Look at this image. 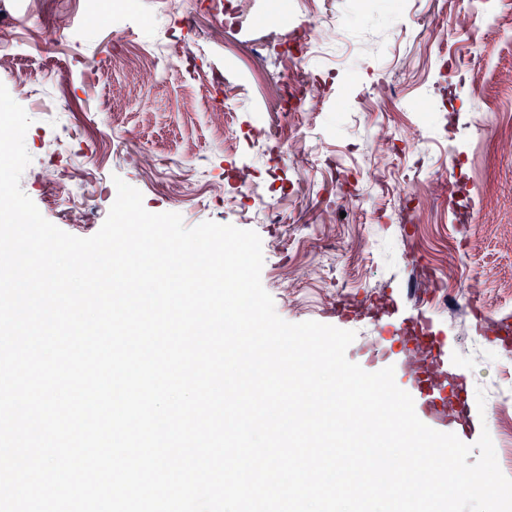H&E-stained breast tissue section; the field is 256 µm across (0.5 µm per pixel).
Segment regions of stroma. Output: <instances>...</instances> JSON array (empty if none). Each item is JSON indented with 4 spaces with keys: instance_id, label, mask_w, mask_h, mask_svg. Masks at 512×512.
<instances>
[{
    "instance_id": "obj_1",
    "label": "stroma",
    "mask_w": 512,
    "mask_h": 512,
    "mask_svg": "<svg viewBox=\"0 0 512 512\" xmlns=\"http://www.w3.org/2000/svg\"><path fill=\"white\" fill-rule=\"evenodd\" d=\"M140 23L126 29L104 5L88 21L85 0H0V54L12 53L28 84L19 103L32 123L25 146L32 161L21 188L45 219L78 237L94 235L117 196L115 179L143 195L153 213L176 212L186 226L212 220L250 228L262 240L261 281L277 314L291 323L317 321L356 337L350 361L365 371L391 366L404 391L415 385L407 327L427 316L448 343L447 382L464 376V408L445 401L449 432L484 415L496 450L512 449V421L493 406L478 410L477 390L512 391V345L496 360L478 343L512 323V0L492 16L478 0H373L369 11L347 0H254L250 16L219 24L209 0H177L166 14L158 0H123ZM469 12L464 31L443 30L450 15ZM336 19V52L321 60L306 44L274 38L285 23L320 29ZM177 38L188 54L127 97L129 71L113 56L133 57ZM305 59L320 86V111L296 112L282 94L290 77L282 50ZM234 98L224 153L203 98ZM427 98L429 111L412 103ZM156 161L153 176L124 155ZM82 163L99 189L45 183L50 160ZM194 179L184 180V170ZM246 172L271 197L282 221H243L240 208L199 193L203 184L232 194ZM446 180L442 194L424 184ZM83 203L88 224L66 219ZM448 293L428 297L430 275ZM355 306L337 318V300Z\"/></svg>"
}]
</instances>
